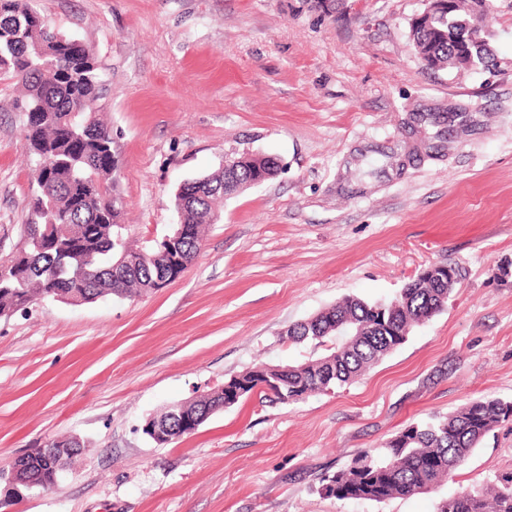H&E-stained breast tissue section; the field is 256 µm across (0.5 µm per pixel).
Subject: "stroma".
<instances>
[{"label":"stroma","mask_w":512,"mask_h":512,"mask_svg":"<svg viewBox=\"0 0 512 512\" xmlns=\"http://www.w3.org/2000/svg\"><path fill=\"white\" fill-rule=\"evenodd\" d=\"M96 57L118 156L122 235L150 248L186 181L245 152L272 179L226 197L197 260L164 288L0 319V472L52 438L87 452L13 512H434L512 473V419L433 493L383 503L320 492L359 453L468 401H512V0L480 23L490 63L427 70L424 0H34ZM20 92L0 81V258L22 246L34 171ZM458 105L468 132L417 123ZM376 175H366V167ZM465 279L444 310L355 382L254 395L160 446L166 406L259 362L297 364L289 325L347 296L389 301L425 267ZM147 434L158 445L168 444L175 436H181L182 431H175V436L170 435L167 421L159 414L152 416L145 425Z\"/></svg>","instance_id":"1"}]
</instances>
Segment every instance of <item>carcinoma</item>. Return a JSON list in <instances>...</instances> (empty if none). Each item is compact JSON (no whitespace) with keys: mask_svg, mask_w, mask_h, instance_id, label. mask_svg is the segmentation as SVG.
Listing matches in <instances>:
<instances>
[{"mask_svg":"<svg viewBox=\"0 0 512 512\" xmlns=\"http://www.w3.org/2000/svg\"><path fill=\"white\" fill-rule=\"evenodd\" d=\"M469 11V2L458 0L450 14L410 23L416 53H431L446 67L448 50L469 39L474 63H485L487 51L474 42ZM0 80L21 87L36 183L30 201L35 220L24 225L18 254L0 259V318L37 298L77 295L87 304L154 290L169 271L168 257L157 247L146 251L119 240L112 130L94 110L106 85L91 50L61 34L31 0H0ZM238 160L233 186L224 185L220 168L184 183L175 195L184 224L178 252L190 263L200 253L217 202L251 186L257 172L274 175L279 169L272 157ZM452 293L447 273L436 270L406 284L389 302L349 296L288 326L289 342L326 347L322 356L288 367V402L362 376L440 312ZM222 406L218 390L200 397L190 412L203 422ZM511 418V402L472 400L431 422L409 425L385 443L379 457L353 458L323 477L321 490L341 500L378 503L435 491L466 464L485 435ZM46 466L31 458L25 476L39 486ZM437 512H512V476L443 498Z\"/></svg>","mask_w":512,"mask_h":512,"instance_id":"cac0c4a2","label":"carcinoma"}]
</instances>
